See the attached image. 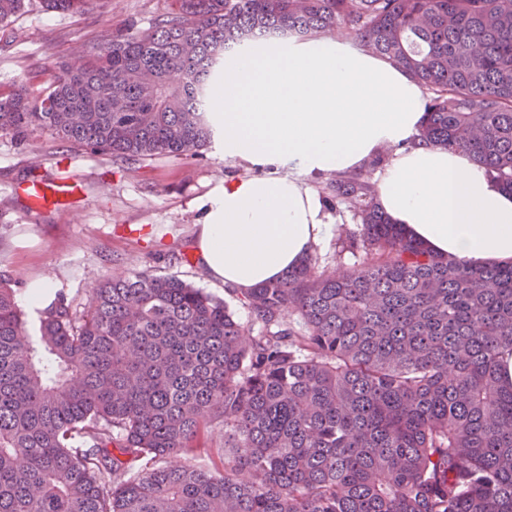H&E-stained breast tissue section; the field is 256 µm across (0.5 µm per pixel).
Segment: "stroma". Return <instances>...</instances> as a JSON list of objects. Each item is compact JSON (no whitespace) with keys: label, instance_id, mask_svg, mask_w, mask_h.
Instances as JSON below:
<instances>
[{"label":"stroma","instance_id":"stroma-1","mask_svg":"<svg viewBox=\"0 0 512 512\" xmlns=\"http://www.w3.org/2000/svg\"><path fill=\"white\" fill-rule=\"evenodd\" d=\"M168 5L169 0H100L95 9L70 14L44 10L32 0L0 28V90L46 89L52 74L113 29L147 30ZM63 167L84 183L85 198L62 210L32 211L25 183ZM243 172L225 159L218 141L195 159L158 156L127 168L111 156L62 143L41 127L31 128L21 142L0 133V271L21 291L33 280L49 279L55 292L80 309L88 306L94 281L123 272L172 275L224 300L250 325L237 293L211 282L193 254L200 198L222 178ZM325 211L333 224L314 252L319 269L357 267L363 254L336 248L339 235L356 228L350 209L341 203Z\"/></svg>","mask_w":512,"mask_h":512}]
</instances>
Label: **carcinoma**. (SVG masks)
<instances>
[{
    "label": "carcinoma",
    "instance_id": "carcinoma-1",
    "mask_svg": "<svg viewBox=\"0 0 512 512\" xmlns=\"http://www.w3.org/2000/svg\"><path fill=\"white\" fill-rule=\"evenodd\" d=\"M25 2L0 0V25ZM338 29L427 91L420 142L512 189V0H171L48 91L0 93V132L41 126L127 166L197 158L237 47ZM325 190L365 261L309 256L241 295L255 335L203 289L133 272L82 311L55 295L34 343L1 273L0 512H512V263L431 253L361 171ZM216 419L213 470L196 451Z\"/></svg>",
    "mask_w": 512,
    "mask_h": 512
}]
</instances>
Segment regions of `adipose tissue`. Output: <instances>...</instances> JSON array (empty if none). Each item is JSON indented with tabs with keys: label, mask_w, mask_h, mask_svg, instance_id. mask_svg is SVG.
<instances>
[{
	"label": "adipose tissue",
	"mask_w": 512,
	"mask_h": 512,
	"mask_svg": "<svg viewBox=\"0 0 512 512\" xmlns=\"http://www.w3.org/2000/svg\"><path fill=\"white\" fill-rule=\"evenodd\" d=\"M422 87L387 59L337 36L249 41L224 71L212 114L224 156L245 165L202 199L194 255L239 292L280 279L310 256L331 224L307 176L364 169L392 156L377 201L404 233L467 264L512 261V193L465 153L414 145ZM285 165L300 177L260 175Z\"/></svg>",
	"instance_id": "adipose-tissue-1"
}]
</instances>
